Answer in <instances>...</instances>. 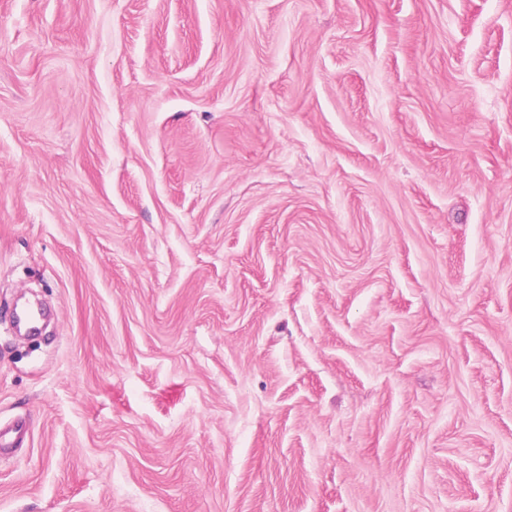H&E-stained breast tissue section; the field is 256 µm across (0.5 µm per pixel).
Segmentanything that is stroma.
Segmentation results:
<instances>
[{"mask_svg":"<svg viewBox=\"0 0 512 512\" xmlns=\"http://www.w3.org/2000/svg\"><path fill=\"white\" fill-rule=\"evenodd\" d=\"M0 512H512V0H0Z\"/></svg>","mask_w":512,"mask_h":512,"instance_id":"35a3bbf8","label":"stroma"}]
</instances>
